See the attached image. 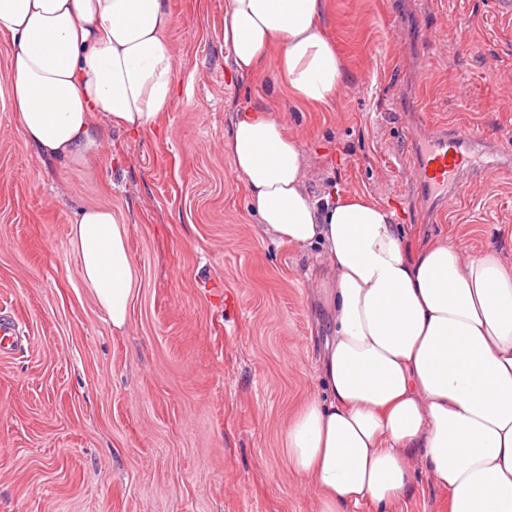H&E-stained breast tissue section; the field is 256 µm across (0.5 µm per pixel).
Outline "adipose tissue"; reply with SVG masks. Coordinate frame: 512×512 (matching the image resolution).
Instances as JSON below:
<instances>
[{"label": "adipose tissue", "mask_w": 512, "mask_h": 512, "mask_svg": "<svg viewBox=\"0 0 512 512\" xmlns=\"http://www.w3.org/2000/svg\"><path fill=\"white\" fill-rule=\"evenodd\" d=\"M323 8L225 0L234 71L257 77L272 61L293 102L331 103L342 62ZM173 24L166 0H0L24 143L80 159L96 144L95 113L130 134L156 127L174 99ZM224 151L259 231L322 249L309 297L331 322L319 361L327 396L307 400L282 433L318 512L399 500L419 468L447 491L448 512H512V266L448 243L411 250L388 207L333 185L313 193L302 141L265 110L236 115ZM71 234L84 284L125 330L138 291L126 224L86 209Z\"/></svg>", "instance_id": "ef3b65f1"}]
</instances>
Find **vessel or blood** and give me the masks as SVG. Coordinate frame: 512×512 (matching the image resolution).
I'll list each match as a JSON object with an SVG mask.
<instances>
[{
  "label": "vessel or blood",
  "mask_w": 512,
  "mask_h": 512,
  "mask_svg": "<svg viewBox=\"0 0 512 512\" xmlns=\"http://www.w3.org/2000/svg\"><path fill=\"white\" fill-rule=\"evenodd\" d=\"M410 165L415 187L426 198L432 219H440L449 195L475 176L491 179L512 168V149L445 125L428 124L413 139Z\"/></svg>",
  "instance_id": "1"
}]
</instances>
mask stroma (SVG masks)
<instances>
[{"label": "stroma", "mask_w": 512, "mask_h": 512, "mask_svg": "<svg viewBox=\"0 0 512 512\" xmlns=\"http://www.w3.org/2000/svg\"><path fill=\"white\" fill-rule=\"evenodd\" d=\"M324 0L342 58L330 105L288 102L226 63L224 0H168L177 87L160 130L98 124L78 161L25 145L0 38V512H316L281 434L324 391L317 247L262 236L224 152L231 119L266 109L304 143L313 191L390 207L411 247L447 241L512 265V171L475 179L426 223L407 131L458 124L512 145V25L493 0ZM111 209L139 289L114 332L85 287L71 225ZM426 471L381 512H448Z\"/></svg>", "instance_id": "1"}]
</instances>
